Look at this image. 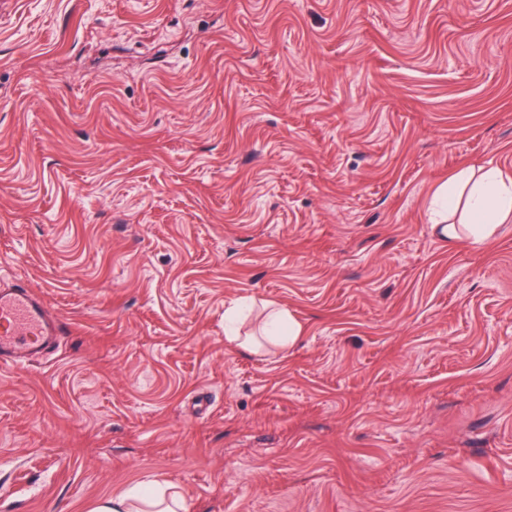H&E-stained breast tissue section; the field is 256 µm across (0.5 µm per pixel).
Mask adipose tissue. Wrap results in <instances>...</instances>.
Masks as SVG:
<instances>
[{"mask_svg": "<svg viewBox=\"0 0 512 512\" xmlns=\"http://www.w3.org/2000/svg\"><path fill=\"white\" fill-rule=\"evenodd\" d=\"M434 226L448 242L469 238L481 243L512 219V183L494 169H460L438 192ZM265 337L275 346L292 348L301 328L288 309L267 303L262 307ZM89 512H183L179 493L146 483L123 496L92 504Z\"/></svg>", "mask_w": 512, "mask_h": 512, "instance_id": "1", "label": "adipose tissue"}]
</instances>
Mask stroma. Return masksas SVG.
Returning <instances> with one entry per match:
<instances>
[{
  "label": "stroma",
  "instance_id": "stroma-1",
  "mask_svg": "<svg viewBox=\"0 0 512 512\" xmlns=\"http://www.w3.org/2000/svg\"><path fill=\"white\" fill-rule=\"evenodd\" d=\"M512 0H0V280L67 332L0 367V512H512ZM303 330L226 340L243 299ZM437 205L433 225L448 245L462 237L484 242L512 220V179L508 184L496 169H460L438 191ZM265 337L280 349L292 348L301 337V328L288 309L266 303L262 306ZM156 484L137 486L123 496L92 504L88 512H184L182 497Z\"/></svg>",
  "mask_w": 512,
  "mask_h": 512
}]
</instances>
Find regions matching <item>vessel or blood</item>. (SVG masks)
Segmentation results:
<instances>
[{
    "label": "vessel or blood",
    "mask_w": 512,
    "mask_h": 512,
    "mask_svg": "<svg viewBox=\"0 0 512 512\" xmlns=\"http://www.w3.org/2000/svg\"><path fill=\"white\" fill-rule=\"evenodd\" d=\"M64 330L43 295L21 281L0 282V364L21 365L54 343Z\"/></svg>",
    "instance_id": "1"
}]
</instances>
